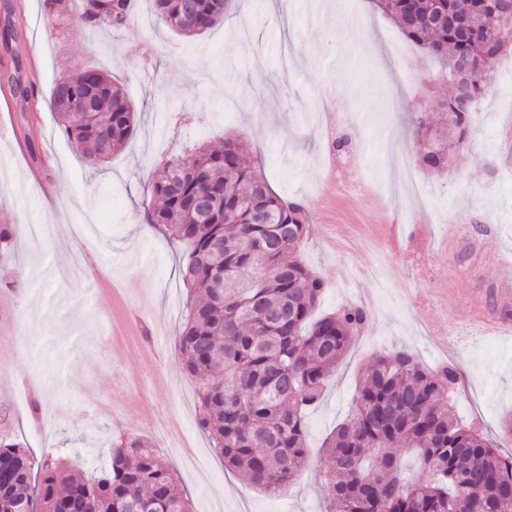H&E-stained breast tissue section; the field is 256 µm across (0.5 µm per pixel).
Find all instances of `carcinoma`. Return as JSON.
Here are the masks:
<instances>
[{
  "label": "carcinoma",
  "mask_w": 512,
  "mask_h": 512,
  "mask_svg": "<svg viewBox=\"0 0 512 512\" xmlns=\"http://www.w3.org/2000/svg\"><path fill=\"white\" fill-rule=\"evenodd\" d=\"M159 23L185 37L224 22L225 0H154ZM403 35L441 65L453 87L439 113L454 144H465L479 100L503 47L497 0H376ZM132 0H83L76 22L88 30L119 29ZM469 13L465 40L437 25V13ZM27 100L20 68L3 75ZM67 97L73 106L57 109ZM58 122L77 152L99 165L136 130V112L100 69L62 76L51 94ZM422 168L448 167V147L432 137L427 113L414 121ZM145 208L151 227L184 247L187 288L177 351L195 383L196 425L224 467L267 492L289 486L308 456L306 413L369 322L362 306L316 315L326 282L297 257L310 223L307 208L272 192L265 175L233 139L224 149L176 156L150 167ZM203 195L207 212L186 206ZM457 371L426 369L404 351L379 355L358 383L353 416L328 436L320 479L325 512H512V455L504 456L473 424L457 416ZM412 456L406 474L395 448ZM0 512H190L173 469L151 443L127 436L111 447L110 464L84 476L65 451L39 456L0 435Z\"/></svg>",
  "instance_id": "cac0c4a2"
}]
</instances>
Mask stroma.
Here are the masks:
<instances>
[{
    "label": "stroma",
    "mask_w": 512,
    "mask_h": 512,
    "mask_svg": "<svg viewBox=\"0 0 512 512\" xmlns=\"http://www.w3.org/2000/svg\"><path fill=\"white\" fill-rule=\"evenodd\" d=\"M16 15L15 55L40 111L0 90V226L17 229L0 253V430L34 454L64 448L74 467L108 462L121 435L152 439L170 455L190 441L196 458H172L194 512H324L318 481L325 437L354 411L358 379L377 355L412 352L432 370L456 365L470 401L456 409L499 451L512 453L502 421L512 415V341L484 333L470 310L496 308L494 270L512 263V54L498 60L465 147L446 170L416 161L414 118L448 95L440 67L408 43L373 0H231L223 24L195 37L160 33L149 0L131 21L92 33L65 18L47 24L40 0H0ZM96 62L121 85L137 112L134 137L99 167L87 164L59 126L51 89L63 74ZM242 141L271 188L305 203L309 237L301 260L327 283L323 311L348 303L370 313L365 331L329 379L323 401L306 415L312 456L284 492L265 493L225 469L195 425L194 383L175 348L183 309L182 252L146 224L145 167L197 147ZM51 155L42 181L21 143ZM357 168L371 193L355 195L337 164ZM400 244L383 282L362 280L357 257L336 248L345 233ZM462 227L447 251L414 256L419 227L444 235ZM499 239L495 251L486 238ZM23 270L27 286L8 282ZM445 288L455 299L436 315L447 346L421 331L407 310L420 293ZM178 425L159 436L143 410Z\"/></svg>",
    "instance_id": "35a3bbf8"
}]
</instances>
